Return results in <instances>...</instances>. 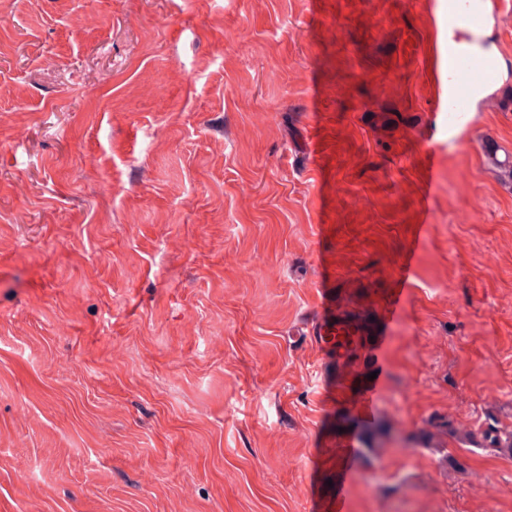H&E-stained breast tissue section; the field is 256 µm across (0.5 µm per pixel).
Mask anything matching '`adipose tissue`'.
<instances>
[{"label": "adipose tissue", "instance_id": "adipose-tissue-1", "mask_svg": "<svg viewBox=\"0 0 512 512\" xmlns=\"http://www.w3.org/2000/svg\"><path fill=\"white\" fill-rule=\"evenodd\" d=\"M433 68L445 109L466 97L468 112L512 86V60L499 48L492 0H440Z\"/></svg>", "mask_w": 512, "mask_h": 512}]
</instances>
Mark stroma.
<instances>
[{
	"label": "stroma",
	"instance_id": "35a3bbf8",
	"mask_svg": "<svg viewBox=\"0 0 512 512\" xmlns=\"http://www.w3.org/2000/svg\"><path fill=\"white\" fill-rule=\"evenodd\" d=\"M438 6L0 0V512H336L347 436L346 512H512V90L437 108ZM416 235L365 414L307 314Z\"/></svg>",
	"mask_w": 512,
	"mask_h": 512
}]
</instances>
